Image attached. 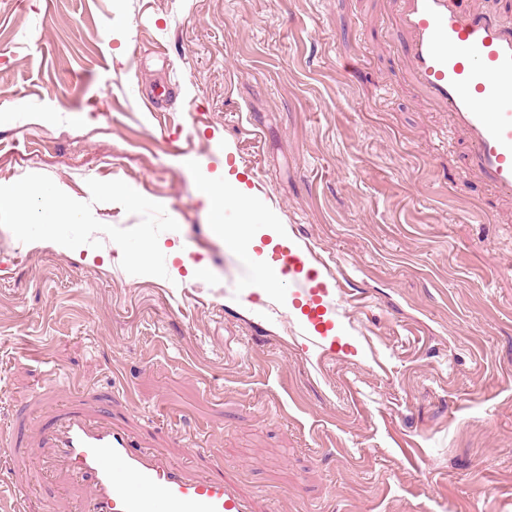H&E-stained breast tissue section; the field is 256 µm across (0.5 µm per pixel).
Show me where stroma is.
Masks as SVG:
<instances>
[{
    "mask_svg": "<svg viewBox=\"0 0 512 512\" xmlns=\"http://www.w3.org/2000/svg\"><path fill=\"white\" fill-rule=\"evenodd\" d=\"M395 8L0 0V186L80 216L0 211V512L83 502L44 439L78 407L255 512H512V200L401 80ZM224 169L338 280L340 350L209 224ZM42 201L37 210L31 209L33 201ZM15 208L19 216L18 225L24 230L28 225L39 224L61 243H68L67 229L71 224H79L77 208L62 201L54 188L41 182H31L12 190L0 193V206Z\"/></svg>",
    "mask_w": 512,
    "mask_h": 512,
    "instance_id": "35a3bbf8",
    "label": "stroma"
}]
</instances>
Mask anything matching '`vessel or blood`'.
<instances>
[{
  "instance_id": "vessel-or-blood-1",
  "label": "vessel or blood",
  "mask_w": 512,
  "mask_h": 512,
  "mask_svg": "<svg viewBox=\"0 0 512 512\" xmlns=\"http://www.w3.org/2000/svg\"><path fill=\"white\" fill-rule=\"evenodd\" d=\"M397 29L405 81L466 137V175L512 198V31L461 9L458 0H398ZM279 265L305 297L312 342L321 345L340 307L333 283L298 248H285ZM49 439L85 483L90 512H253L223 478H187L162 459L133 452L131 436L114 423L67 412Z\"/></svg>"
}]
</instances>
